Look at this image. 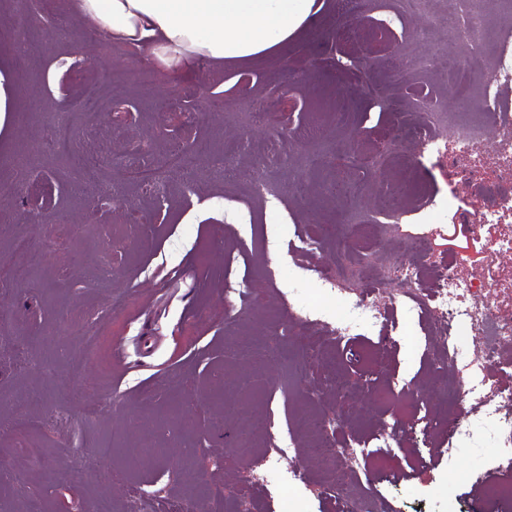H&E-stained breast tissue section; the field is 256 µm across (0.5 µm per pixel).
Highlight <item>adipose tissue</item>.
I'll return each instance as SVG.
<instances>
[{"label":"adipose tissue","instance_id":"1","mask_svg":"<svg viewBox=\"0 0 512 512\" xmlns=\"http://www.w3.org/2000/svg\"><path fill=\"white\" fill-rule=\"evenodd\" d=\"M316 0H68L96 37L172 54L186 66L204 60L254 62L278 55L311 19Z\"/></svg>","mask_w":512,"mask_h":512}]
</instances>
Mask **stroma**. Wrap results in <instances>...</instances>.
I'll list each match as a JSON object with an SVG mask.
<instances>
[{"label":"stroma","mask_w":512,"mask_h":512,"mask_svg":"<svg viewBox=\"0 0 512 512\" xmlns=\"http://www.w3.org/2000/svg\"><path fill=\"white\" fill-rule=\"evenodd\" d=\"M317 2L282 53L260 62L173 71L116 43L106 73L92 65L101 42L65 0H45L40 56L0 48V67L18 73L17 110L0 127V414L20 408L46 420L37 430L0 426V464L14 476L0 483V512H24L32 498L45 512H92L100 501L132 512L137 496L219 512H336L330 475L294 427L303 414L334 417L335 438L366 464L350 470L348 488H370L389 512H476L473 477L495 472L499 453L490 423L441 397L466 382L463 359L449 360L430 313L388 292L378 302L384 325L337 341L343 305L325 287L364 258L388 277V256L416 239L438 257L464 254L461 275L481 268L478 246L454 227L478 223L502 173L486 161L462 188L413 134L423 99L473 109L451 80L467 65L451 0L415 15L402 0H366L358 11ZM425 28L433 39L419 37ZM363 55L370 67L358 65ZM87 81L115 90L100 111L82 105ZM59 113L75 150L103 145L100 173L117 193L108 210L96 208L95 189L70 193L72 158L47 145ZM197 140L210 153L193 178L169 168L163 194L126 171L131 155L148 169L173 144ZM360 149L367 162L355 171ZM225 157L259 174L268 193L218 172ZM352 175L359 194L329 193ZM119 294L134 301L115 318ZM88 336L95 362L78 372ZM233 336L288 348L299 384L279 361L226 359ZM57 411L70 426L49 422ZM452 418L473 432L453 449ZM246 438L254 455L241 449ZM34 444L45 450L39 465L27 454ZM104 446L106 468L72 483L69 462L92 461Z\"/></svg>","instance_id":"1"}]
</instances>
